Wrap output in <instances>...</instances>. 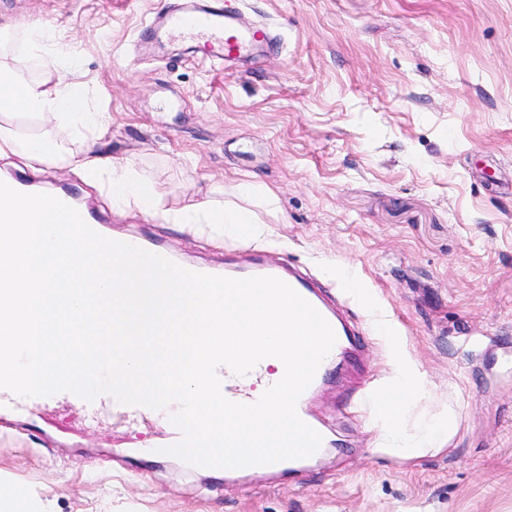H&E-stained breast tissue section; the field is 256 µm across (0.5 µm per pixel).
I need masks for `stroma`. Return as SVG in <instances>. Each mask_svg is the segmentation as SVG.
Returning <instances> with one entry per match:
<instances>
[{
	"instance_id": "35a3bbf8",
	"label": "stroma",
	"mask_w": 512,
	"mask_h": 512,
	"mask_svg": "<svg viewBox=\"0 0 512 512\" xmlns=\"http://www.w3.org/2000/svg\"><path fill=\"white\" fill-rule=\"evenodd\" d=\"M196 2L0 0V29L46 25L57 62L78 58L109 153L140 156L162 207L251 178L280 223L166 224L67 169L27 177L179 261L260 253L320 279L365 331L358 367L307 404L342 445L293 479L230 481L136 456L166 418L91 421L60 399L0 433V489L47 512H512V0H209L280 35L227 67L173 33L139 42L155 11ZM396 347L426 383L403 429L457 414L415 458L373 403Z\"/></svg>"
}]
</instances>
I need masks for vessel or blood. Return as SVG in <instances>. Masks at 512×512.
<instances>
[{
  "instance_id": "vessel-or-blood-1",
  "label": "vessel or blood",
  "mask_w": 512,
  "mask_h": 512,
  "mask_svg": "<svg viewBox=\"0 0 512 512\" xmlns=\"http://www.w3.org/2000/svg\"><path fill=\"white\" fill-rule=\"evenodd\" d=\"M233 17L234 13L229 9L171 12L153 16L146 30L150 33L162 29L185 32L193 39L204 41L208 46L218 48L221 58L226 60H241L258 46H278L279 40L272 34L270 28L258 26L243 33L234 27ZM224 274L236 279L273 276L290 285L332 327L336 335V342L328 354L329 360H336L346 352L348 347L358 345L360 338L356 331L328 308L317 291L316 282L295 275L292 270L287 268L286 264H272L258 256L253 258L250 266L245 268L225 265ZM69 400L92 418L107 415L115 419H123L143 415L147 412L146 407L123 404L110 394L99 395L90 402L73 394L70 395Z\"/></svg>"
}]
</instances>
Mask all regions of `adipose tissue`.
Listing matches in <instances>:
<instances>
[{"label":"adipose tissue","mask_w":512,"mask_h":512,"mask_svg":"<svg viewBox=\"0 0 512 512\" xmlns=\"http://www.w3.org/2000/svg\"><path fill=\"white\" fill-rule=\"evenodd\" d=\"M15 43L27 56L44 62L48 71L41 78L26 80L0 62V158H15L33 169H70L146 218L167 224H234L246 230L259 223L258 208L276 212L275 192L251 180L238 182L228 196L215 186L209 194L180 207H161V194L143 179L137 158H115L106 150L104 138L111 116L88 105L79 64L71 63L65 73L51 75L54 61L47 49V34L37 25L0 32V49ZM28 121L38 124V132L24 131ZM424 391L418 370L405 358H398L393 376L378 395L379 404L389 410L390 434H398L400 415L411 398Z\"/></svg>","instance_id":"obj_1"}]
</instances>
